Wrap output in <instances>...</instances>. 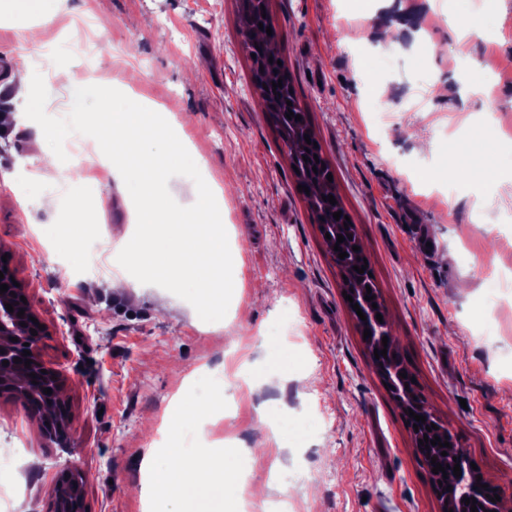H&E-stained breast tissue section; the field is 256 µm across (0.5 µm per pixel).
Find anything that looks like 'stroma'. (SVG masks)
<instances>
[{"instance_id": "obj_1", "label": "stroma", "mask_w": 512, "mask_h": 512, "mask_svg": "<svg viewBox=\"0 0 512 512\" xmlns=\"http://www.w3.org/2000/svg\"><path fill=\"white\" fill-rule=\"evenodd\" d=\"M276 52L290 74L335 192L356 226L378 300L412 371L414 389L458 438L487 481L512 503V143L491 135L494 182L450 175L476 132H489L459 79L494 71L487 85L512 131V0H407L385 13L366 0H267ZM241 0H0V113L23 111L14 61L27 56L44 78L46 111L72 106L73 81L125 86L173 126L203 178L224 196V227L241 273L221 329L162 288L144 285L116 261L136 211L108 163L90 168L96 187L49 164L31 121L0 124V253L8 255L50 334L44 360L66 378L72 449L45 439L23 399L0 391V444L20 454L0 470L11 501L0 512H52L66 463L87 474L85 512H147L148 462L172 442L184 454L233 447L235 503L256 484L288 512H439L429 470L415 451L400 405L376 375L342 277L288 159L260 106L252 61L242 48ZM494 7L506 44L459 42L449 17ZM89 11L85 43L67 20ZM39 42L24 49L21 26ZM400 24L398 56L411 61L410 27L430 44L418 75L388 77L368 90L360 53L377 50L376 21ZM440 82L444 97L430 96ZM89 202L87 251L100 268L58 251L69 193ZM56 204L43 209L42 194ZM99 320L100 335L84 327ZM263 427H256L257 419Z\"/></svg>"}]
</instances>
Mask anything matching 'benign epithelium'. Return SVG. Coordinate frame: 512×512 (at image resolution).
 <instances>
[{
  "mask_svg": "<svg viewBox=\"0 0 512 512\" xmlns=\"http://www.w3.org/2000/svg\"><path fill=\"white\" fill-rule=\"evenodd\" d=\"M0 272L4 275V278L0 279V285H8V291L0 294V388L22 396L36 408L50 409L56 421L59 446L68 452L71 447L72 414L69 403L63 396L65 377L60 371L46 364L39 349V342L48 334L49 328L45 327V321L33 310L31 304L21 301V297L27 296V290L22 285L16 286L12 283V279L17 277L16 271L7 263L0 262ZM352 297L359 298V307L366 315V320L361 322L360 328L371 331L369 340L382 341L388 324L380 323L376 319V314L381 312V308H372V303L378 302V299L370 302L355 293ZM8 303L13 305L11 312L6 309ZM22 309L25 310L24 315L17 316ZM35 319L38 320L36 324L33 323ZM23 322L26 323L24 327L21 326ZM40 324L43 325L41 330L38 329ZM33 329L37 330V334H31ZM13 337L18 338V341H11ZM26 349L31 355H24ZM16 358L21 359V362H14ZM26 360L30 361L28 368L24 365ZM4 361L7 362L5 366L2 365ZM375 371L387 390L404 408L412 409L416 414L426 417V422L437 425V429L433 430L434 435L451 444L456 443V437L448 426L438 419L413 391L405 388V383L411 378V373L407 372L406 367H397L391 362H379L375 364ZM403 372L406 373L404 378L401 377ZM33 373L36 374L34 378L31 377ZM45 388L52 389V394L43 393ZM456 457L461 476L453 477L441 488L443 500L439 502L440 512H450L454 508L458 509V512H463L461 505L465 497L480 502L481 512H500L502 502L493 503L486 497L484 481L477 480V476L472 473L467 453L460 448ZM448 485L452 490H446ZM85 486L86 476L79 467L73 465L64 470L56 481L55 512H81Z\"/></svg>",
  "mask_w": 512,
  "mask_h": 512,
  "instance_id": "1",
  "label": "benign epithelium"
}]
</instances>
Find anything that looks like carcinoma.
<instances>
[{"label":"carcinoma","instance_id":"carcinoma-1","mask_svg":"<svg viewBox=\"0 0 512 512\" xmlns=\"http://www.w3.org/2000/svg\"><path fill=\"white\" fill-rule=\"evenodd\" d=\"M263 10L254 5L253 0H245V10L243 19L245 23V31H243V47L248 54L256 55L254 63L261 64V67L255 68L254 80L255 86L260 93V99L265 103V110L275 120L279 128L285 145L288 147V158L290 163L295 165L300 171L297 178L300 184L309 189L310 195L307 196L308 202L312 211L315 213L321 234L330 232V228L336 225L341 226L340 234L344 236V242L340 243L341 251L348 254L344 259L338 258L339 252L334 250V245L337 243V236H331V240L327 241L329 248H331V255L335 258L336 264L348 277L349 282H358L364 286H369L371 291H376L373 278L368 273L360 274L353 269V266H362L364 261L362 251H355L352 249V240L358 238L356 227L348 229L342 228L346 223L345 216L347 213L342 211L340 204H331L322 199V196L334 194L333 183L327 179L330 168H322L326 164L324 159H314V156L320 155V149L315 147L314 133L307 122L306 117H301V120L295 121L286 118V113L293 112L299 114L300 109L297 108L296 94L289 92L292 88V83L288 76V70L285 66H280L276 63L278 57L275 52L270 48L271 43L276 40V36L266 35V30L259 29V26H268L267 19L262 17ZM273 59V62H268V59ZM281 82L282 87L273 88L272 83ZM292 103V106H287V103ZM309 135L310 141H305L304 135ZM342 212L340 219L336 220L333 213ZM446 452V455H441V452ZM420 453L426 459L432 457L436 458V462L445 463L456 454V448L439 447L431 445L429 448H420Z\"/></svg>","mask_w":512,"mask_h":512}]
</instances>
